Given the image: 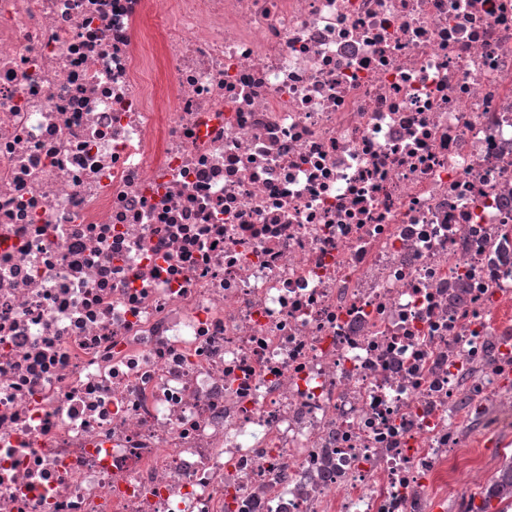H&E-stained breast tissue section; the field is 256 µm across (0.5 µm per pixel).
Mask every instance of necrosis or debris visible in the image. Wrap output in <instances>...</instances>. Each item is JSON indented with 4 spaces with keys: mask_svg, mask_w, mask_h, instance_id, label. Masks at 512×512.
Listing matches in <instances>:
<instances>
[{
    "mask_svg": "<svg viewBox=\"0 0 512 512\" xmlns=\"http://www.w3.org/2000/svg\"><path fill=\"white\" fill-rule=\"evenodd\" d=\"M509 385L512 0H0V512H468Z\"/></svg>",
    "mask_w": 512,
    "mask_h": 512,
    "instance_id": "obj_1",
    "label": "necrosis or debris"
}]
</instances>
